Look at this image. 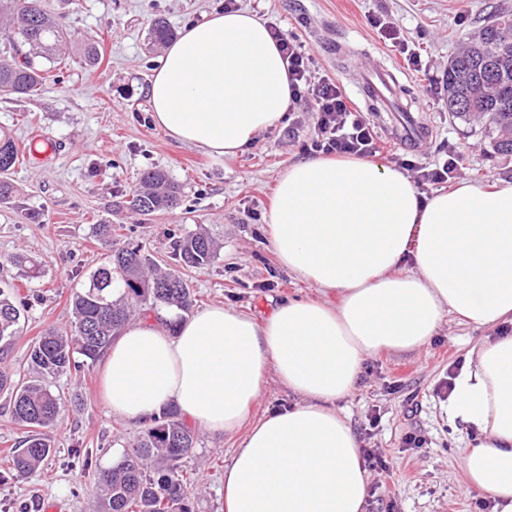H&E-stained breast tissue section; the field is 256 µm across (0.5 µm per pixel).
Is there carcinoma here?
Here are the masks:
<instances>
[{"mask_svg": "<svg viewBox=\"0 0 512 512\" xmlns=\"http://www.w3.org/2000/svg\"><path fill=\"white\" fill-rule=\"evenodd\" d=\"M9 18L0 35L10 45L28 46L22 58L0 61V93L31 98L40 94L47 74L61 65L70 38L47 9L46 0H0V18ZM153 42L163 44L174 32L163 18L153 21ZM100 62L98 43L82 46L80 63ZM445 104L452 118L477 124L492 152L512 155V13L488 20L448 60L443 78ZM19 149L0 135V203L16 188L7 177L18 161ZM180 186L162 170L146 172L127 200L129 209L146 217L174 209ZM175 256L186 269H203L216 257L215 242L205 231L190 232L176 242ZM175 308L193 305V293L183 274L155 271L140 245L111 251L108 261L92 275L89 285L74 295V326L67 332L49 330L28 349L27 373L0 369V391L10 392L12 417L28 429L24 447L10 459L12 469L31 475L54 450L49 435L61 414L55 380L80 371L99 359L114 334L130 319L136 306ZM21 333V311L14 295L0 289V346L8 348ZM197 436L173 409L163 411L137 441L124 450L95 483L98 512H190L188 479L182 460L196 447Z\"/></svg>", "mask_w": 512, "mask_h": 512, "instance_id": "cac0c4a2", "label": "carcinoma"}]
</instances>
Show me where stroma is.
Instances as JSON below:
<instances>
[{
	"mask_svg": "<svg viewBox=\"0 0 512 512\" xmlns=\"http://www.w3.org/2000/svg\"><path fill=\"white\" fill-rule=\"evenodd\" d=\"M268 24L300 35L316 73L336 80L355 97L357 71L373 62L404 68L409 83L402 98L424 111L432 137L420 148L393 146L381 161L402 168L431 167L454 154L460 179L489 184L512 181V156L491 154L474 126L449 117L440 79L459 43L478 32L512 0H238ZM59 24L77 37L100 42L102 62L88 68L72 62L60 81H47L35 98L0 93V130L20 146L9 179L18 193L0 204V287L22 303V333L0 355V365L25 367L30 343L47 329H68L72 297L101 267L118 239L140 242L158 269L175 267L174 242L203 229L217 244L210 266L186 272L195 308L222 305L257 318L286 298L315 299L314 286L288 273L270 245L266 218L281 174L306 160L303 140L313 131L310 102L296 105L288 120L257 137L234 158H218L179 143L157 128L147 87L159 65L151 46L153 19L174 31L223 10L224 0H49ZM397 23L421 56L419 67L387 46L376 19ZM40 135L52 152L32 156L24 145ZM161 169L180 185L179 206L148 220L127 211L124 201L142 173ZM99 224L121 226L120 238L96 233ZM41 262L29 281L16 256ZM484 328L447 317L422 350L383 351L366 358L354 390L337 401L361 447L371 448L390 471L370 473L365 512H479L480 498L467 490L461 468L474 436L448 423L447 402L438 392L450 365L483 336ZM63 411L52 433L56 453L30 476L10 468V453L22 447L25 429L11 417L10 396L0 392V512H39L43 501L65 512H96L94 487L141 434V426L113 415L99 393V368L57 379ZM420 436L421 447L407 442ZM238 438L199 429L198 442L182 468L192 480L193 512H224V467ZM96 449L95 467L69 454L75 444Z\"/></svg>",
	"mask_w": 512,
	"mask_h": 512,
	"instance_id": "35a3bbf8",
	"label": "stroma"
}]
</instances>
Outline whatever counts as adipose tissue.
I'll list each match as a JSON object with an SVG mask.
<instances>
[{
    "label": "adipose tissue",
    "instance_id": "obj_1",
    "mask_svg": "<svg viewBox=\"0 0 512 512\" xmlns=\"http://www.w3.org/2000/svg\"><path fill=\"white\" fill-rule=\"evenodd\" d=\"M155 125L215 157L243 153L281 123L287 66L247 10L184 27L154 71ZM282 267L319 289L264 319L209 306L177 327L140 318L101 365L114 415L148 425L169 407L212 432L241 433L224 470V512H364L369 474L338 400L364 360L416 351L446 317L490 328L466 351L448 420L478 436L462 459L468 490L512 512V181L421 193L361 157H317L279 178L268 217ZM295 404L247 424L268 376Z\"/></svg>",
    "mask_w": 512,
    "mask_h": 512
}]
</instances>
